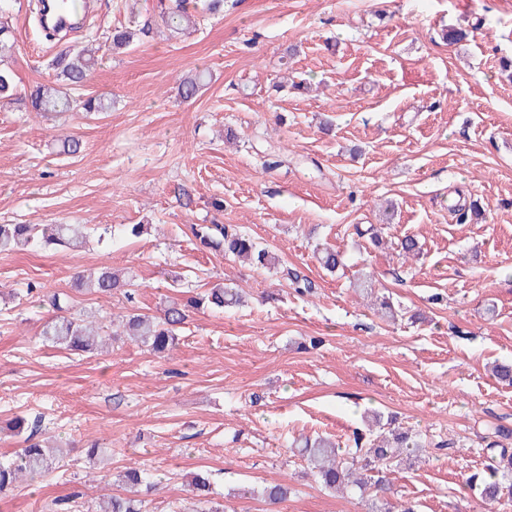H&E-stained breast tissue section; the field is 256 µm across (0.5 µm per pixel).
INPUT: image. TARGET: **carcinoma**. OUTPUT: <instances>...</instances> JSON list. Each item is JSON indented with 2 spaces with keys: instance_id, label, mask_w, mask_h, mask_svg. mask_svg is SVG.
<instances>
[{
  "instance_id": "cac0c4a2",
  "label": "carcinoma",
  "mask_w": 512,
  "mask_h": 512,
  "mask_svg": "<svg viewBox=\"0 0 512 512\" xmlns=\"http://www.w3.org/2000/svg\"><path fill=\"white\" fill-rule=\"evenodd\" d=\"M188 0H159L158 17L172 38H180L190 33L194 26L193 15L187 8ZM10 8V0H0V58L11 54L14 42L11 30L4 16ZM153 31L152 21L135 29L115 27L107 36L112 51L124 49L134 38L146 36ZM96 64L95 51L83 48L77 52L63 50L53 60L56 71L55 86L37 85L25 92L17 91L12 70L0 67V109L22 108L36 114H64L66 112H106L112 100L104 95L75 97L70 90L82 87L88 82ZM205 82L203 73L198 72L180 80L178 96L189 101L196 97ZM192 234L209 249L247 260L258 268H269L276 264V258L253 239L224 224H201L191 228ZM86 239L82 224H0V252L38 250L46 245H61L69 249L81 247ZM320 265L329 271L341 263V254L333 248L318 251ZM78 287L89 288L104 296L125 287V283L112 272L109 266H102L88 278L77 276ZM238 293L218 283L199 296L190 297L184 302L172 301L164 309L163 316L155 319L149 315L131 312L121 316L120 326L128 336L157 354L170 350L177 340V331L187 319L189 308L210 307L222 309L236 302ZM101 327L92 314L79 316H57L42 325V341L55 347L68 350L93 352L105 337L99 334ZM301 455L307 461L316 481L326 490L358 491L365 495L375 488L386 490L388 484L385 473L405 452L414 453L423 448L422 443L407 432L393 433L388 438L381 433H370L366 443H355V450L343 455L339 446L329 437H303L298 443ZM63 458L59 448L44 447L39 443L30 444L7 458H0V492L9 489L25 476L41 477L52 469L53 460ZM490 479L479 483L469 481L472 489L487 506H492L506 498L512 501V483L503 478L512 474V454L503 448L499 461L488 466ZM123 482L131 488L145 487L152 491L156 482L152 474L139 466H132L123 475ZM191 492L201 503L209 501L212 493L211 473L200 470L194 473L190 482ZM268 504L276 506L287 500L288 487L282 483L267 484L258 491ZM100 512H143V500L129 495L107 496L99 503Z\"/></svg>"
}]
</instances>
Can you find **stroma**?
I'll use <instances>...</instances> for the list:
<instances>
[{
	"label": "stroma",
	"mask_w": 512,
	"mask_h": 512,
	"mask_svg": "<svg viewBox=\"0 0 512 512\" xmlns=\"http://www.w3.org/2000/svg\"><path fill=\"white\" fill-rule=\"evenodd\" d=\"M38 2L13 0L7 16L18 87L54 84L57 53L95 45L80 93L112 107L64 122L0 111V224L92 229L78 249L0 252V456L27 436L68 451L0 493V512H52L69 496L96 512L135 464L160 479L146 512H189L201 468L232 512H269L253 493L267 483L290 489L280 512H373L376 497L322 489L293 442L352 448L375 413L449 443L396 469L389 502L480 512L469 477L512 451V386L489 370L512 363V0H226L190 35L156 31L118 54L107 31L153 16L156 0H96L67 36L41 27ZM451 28L468 39L444 42ZM196 70L206 85L183 101L178 82ZM292 75L310 89L288 88ZM67 135L79 153L64 152ZM452 200L478 202L482 220L460 222ZM211 222L236 225L276 267L199 247L190 227ZM371 226L383 245L356 235ZM406 236L419 256L394 249ZM323 244L343 257L336 272L314 256ZM103 264L132 278L134 302L74 290L75 273ZM291 271L313 294L295 292ZM363 275L371 294L353 289ZM219 280L244 305L191 311L161 355L130 341L75 355L38 338L54 294L106 324ZM383 296L394 318L378 315ZM16 417L25 436L7 427ZM94 441L105 465L86 456Z\"/></svg>",
	"instance_id": "1"
}]
</instances>
